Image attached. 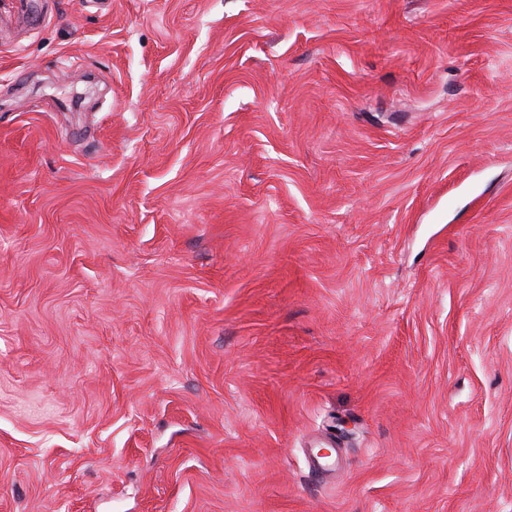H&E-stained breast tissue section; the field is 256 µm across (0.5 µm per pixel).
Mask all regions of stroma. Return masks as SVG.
I'll use <instances>...</instances> for the list:
<instances>
[{
  "label": "stroma",
  "instance_id": "obj_1",
  "mask_svg": "<svg viewBox=\"0 0 512 512\" xmlns=\"http://www.w3.org/2000/svg\"><path fill=\"white\" fill-rule=\"evenodd\" d=\"M0 512H512V0H0Z\"/></svg>",
  "mask_w": 512,
  "mask_h": 512
}]
</instances>
